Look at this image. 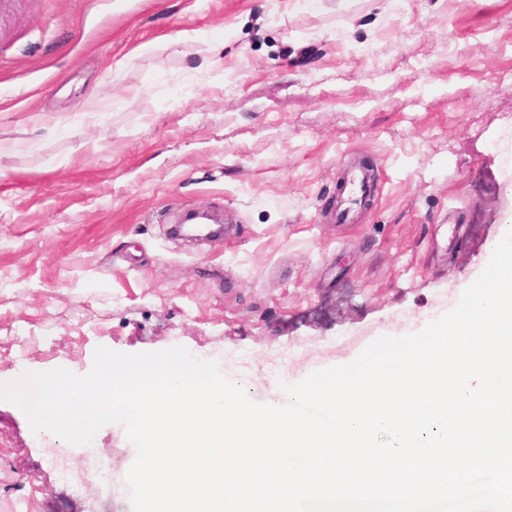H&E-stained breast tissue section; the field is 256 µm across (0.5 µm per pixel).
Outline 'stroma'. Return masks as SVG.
<instances>
[{
  "label": "stroma",
  "instance_id": "1",
  "mask_svg": "<svg viewBox=\"0 0 512 512\" xmlns=\"http://www.w3.org/2000/svg\"><path fill=\"white\" fill-rule=\"evenodd\" d=\"M191 209L235 222L173 236ZM511 228L512 0H0V382L181 345L264 403L444 315ZM94 446L0 401V512H131L124 428Z\"/></svg>",
  "mask_w": 512,
  "mask_h": 512
}]
</instances>
